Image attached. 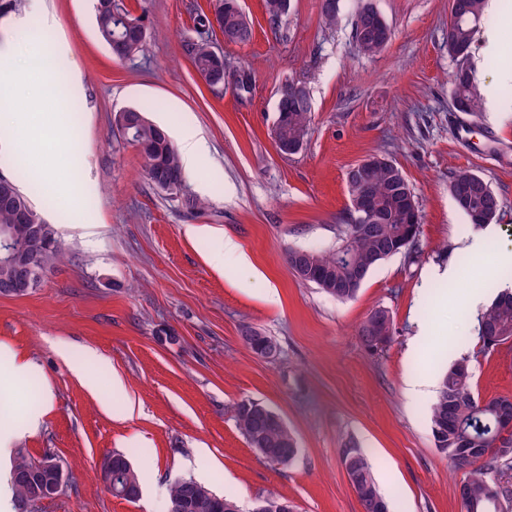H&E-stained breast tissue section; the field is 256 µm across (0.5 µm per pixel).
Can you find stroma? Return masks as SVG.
Wrapping results in <instances>:
<instances>
[{"instance_id": "obj_1", "label": "stroma", "mask_w": 512, "mask_h": 512, "mask_svg": "<svg viewBox=\"0 0 512 512\" xmlns=\"http://www.w3.org/2000/svg\"><path fill=\"white\" fill-rule=\"evenodd\" d=\"M147 16L151 39L132 59L113 58L100 40L93 0H18L0 19V58L21 71L26 45L42 47L56 70L54 109L37 111L27 93L0 112V175L34 188L64 257L22 296L0 295V369L13 359L31 371L0 396V512H13L6 475L17 454L53 455L67 479L37 512H168L169 488L191 477L252 512L267 496L298 512H363L342 463L354 441L369 457L390 512H460L466 477L434 445L430 407L441 373L468 360L480 398L512 399V341L485 352L480 310L450 298L432 267L460 265L459 290L481 288L491 304L512 269L483 277L485 261L512 251V64L500 40L512 0H493L468 59L483 88V117L456 111L446 46L449 0H339L338 22L321 0H291L271 24L263 0H243L253 22L244 45H224V67L250 74L243 90L212 91L185 48L196 15L213 0H124ZM372 4L391 28L375 56L354 38L357 12ZM304 82L311 121L302 149L278 152L272 129L278 91ZM156 104L152 122L169 134L192 129L207 150L180 193L147 180L137 149L112 126L114 110ZM67 126L73 141L51 146L55 191L14 152L17 113ZM373 154L395 162L421 214L417 257L380 263L357 296L340 302L295 277L288 249L334 248L349 221L347 173ZM470 169L503 200L485 260L468 257L475 227L448 191ZM206 207L188 211L183 195ZM235 240L246 259L216 269L211 259ZM387 310L394 335L366 349L357 328ZM275 338L281 353L255 355L243 328ZM67 356H60V349ZM87 364L88 389L69 369ZM429 387L411 395L409 382ZM121 389H114L113 379ZM253 400L280 415L298 455L288 466L262 458L240 432L236 403ZM135 412H128V403ZM125 453L140 481L138 499L104 486V458Z\"/></svg>"}]
</instances>
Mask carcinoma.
I'll return each instance as SVG.
<instances>
[{"label":"carcinoma","mask_w":512,"mask_h":512,"mask_svg":"<svg viewBox=\"0 0 512 512\" xmlns=\"http://www.w3.org/2000/svg\"><path fill=\"white\" fill-rule=\"evenodd\" d=\"M231 0H218V9L224 12L222 33L231 36L235 44H245L252 37L247 17H240L230 9ZM95 21L100 39L112 46V41L125 36L121 30V18L128 16L121 0H94ZM485 0H450V22L446 44L448 53L459 59L460 64L451 79L453 96L460 111L481 117L482 96L479 83L472 69L465 65L470 56L477 27L483 19ZM207 16L198 17L197 38L188 44L191 66L203 75L217 62L211 53L210 31ZM151 107L126 108L115 111L112 125L123 133L144 159L145 176L156 184L159 176H170L181 190L184 171L179 153L172 145L168 131L149 121L145 113ZM278 118L288 133V144L304 143L310 122V97L304 84L291 81L279 90ZM368 169L361 182L348 185L349 195L363 193L372 209L386 217L383 224L365 228L361 224H347L339 230V243L329 251L290 249L286 254L289 268L301 281L312 283L340 301L356 297L368 274L382 261L397 254H412L418 248L420 224L405 220L404 210L408 201L415 200L412 186L402 170L386 157L374 154L368 157ZM468 188L463 202L456 203L471 223L480 226L490 224L502 209V200L480 175L470 169L454 172L448 182L449 193L459 187ZM11 192L30 213L29 223L44 224L50 234V246L43 254L41 271L62 256V248L54 227L47 223L43 213L36 209L21 190L16 179L0 176V192ZM14 227L16 237L26 235V225L16 221L15 211L0 206V227ZM477 333L485 350L512 340V292L504 291L496 296L478 319ZM361 343L376 351L393 336V323L383 309L373 312L357 331ZM246 345L261 358L278 354L275 339L256 332L244 336ZM503 404L512 405L508 398L480 399L472 389V371L467 360L451 364L443 373L431 406L430 421L434 443L458 468H467L464 482L470 490L467 512H512V485L499 478L512 471V446L506 450L497 447V409ZM236 422L249 445L260 451L266 460L280 466H288L298 453L297 440L281 417L265 409L260 413L245 406L235 405ZM470 448H491L488 456L469 465L459 462L454 455L461 440ZM112 465H121L119 479L130 491L140 488L137 472L127 457L114 452L108 455ZM350 483L365 512H376L375 501L388 506L372 473L368 458L354 444L342 453ZM34 461L19 455L11 471L14 512H36L32 482L27 479L28 468ZM169 502L179 503L182 512H224V504H237L231 497L221 495L210 487L192 479L175 481L169 488Z\"/></svg>","instance_id":"obj_1"}]
</instances>
